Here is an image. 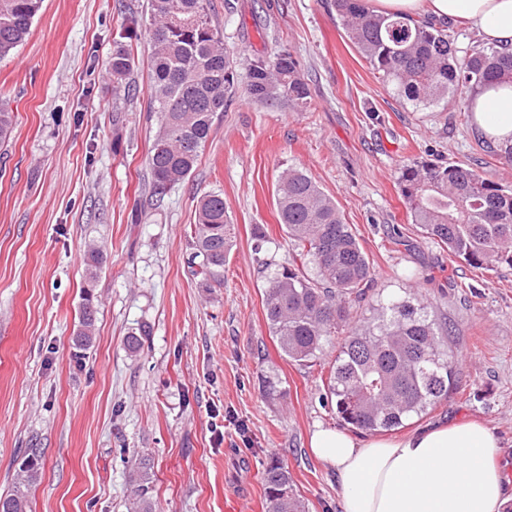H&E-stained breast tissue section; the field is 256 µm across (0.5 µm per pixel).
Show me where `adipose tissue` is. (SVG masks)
<instances>
[{
    "mask_svg": "<svg viewBox=\"0 0 512 512\" xmlns=\"http://www.w3.org/2000/svg\"><path fill=\"white\" fill-rule=\"evenodd\" d=\"M366 5L376 14L461 21L485 44L512 49V0H366ZM473 113L488 138L512 145V83L481 87ZM311 446L336 474L342 512H505L512 503L492 463L498 441L475 420L367 440L326 428L315 432Z\"/></svg>",
    "mask_w": 512,
    "mask_h": 512,
    "instance_id": "1",
    "label": "adipose tissue"
}]
</instances>
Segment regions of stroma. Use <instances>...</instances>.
I'll return each mask as SVG.
<instances>
[{"instance_id":"35a3bbf8","label":"stroma","mask_w":512,"mask_h":512,"mask_svg":"<svg viewBox=\"0 0 512 512\" xmlns=\"http://www.w3.org/2000/svg\"><path fill=\"white\" fill-rule=\"evenodd\" d=\"M209 2L238 59L235 92L190 176L160 201L148 166L158 124L147 0H44L28 39L0 59V101L14 117L0 147V495L23 449L37 448L27 512H127L128 475L143 459L156 512H224L228 497L240 512H266L261 475L276 456L309 512H340L334 472L310 448L317 429L339 425L324 400L336 350L289 361L263 306L295 252L274 200L288 167L335 201L373 267L350 325L377 297L407 290L452 329L457 386L404 433L479 420L512 485V269L451 258L413 223L397 181L403 163L441 159L510 185L512 163L483 148L451 100L399 98L347 39L333 0ZM132 13L136 93L126 100L108 68ZM281 52L309 83L305 107L245 91L248 63ZM211 192L224 197L232 237L214 279L191 261L197 203ZM94 247L103 263L93 275ZM89 287L98 313L81 351L73 338Z\"/></svg>"}]
</instances>
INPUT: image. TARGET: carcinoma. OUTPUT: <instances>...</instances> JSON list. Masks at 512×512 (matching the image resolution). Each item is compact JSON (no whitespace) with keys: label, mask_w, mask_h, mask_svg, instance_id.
Instances as JSON below:
<instances>
[{"label":"carcinoma","mask_w":512,"mask_h":512,"mask_svg":"<svg viewBox=\"0 0 512 512\" xmlns=\"http://www.w3.org/2000/svg\"><path fill=\"white\" fill-rule=\"evenodd\" d=\"M43 0H0V58L28 38ZM336 14L349 41L397 95L415 106L445 97L469 115L471 97L483 85L512 82V51L473 42L459 52L448 30L422 19L368 11L362 0H335ZM150 15L151 111L159 128L149 160L152 192L164 194L193 171L212 128L214 114L235 84L233 54L212 25L208 0H148ZM138 38L132 16L114 42L112 88L130 89L133 58L124 40ZM248 94L274 105L307 104L309 89L287 52L248 64ZM13 116L0 103V143L10 140ZM399 186L412 220L428 237L466 264L493 271L512 268V186L454 162L402 166ZM280 223L294 242L295 257L309 264L307 275L285 267L265 291L271 336L281 353L303 365L340 339L326 400L336 417L355 433H384L404 427L448 398L455 389L448 326L429 305L415 298L391 297L371 306L363 324L344 331L348 304L361 300L372 281V266L336 203L300 168L279 176L275 191ZM194 257L205 273L224 270L231 247L224 197L201 198L194 231ZM94 295L85 291L77 345L93 341ZM37 449H28L12 493L0 497V512H26L27 490L36 478ZM269 512H308L294 488L288 466L271 458L262 472ZM133 512H155L149 475L130 478Z\"/></svg>","instance_id":"1"}]
</instances>
